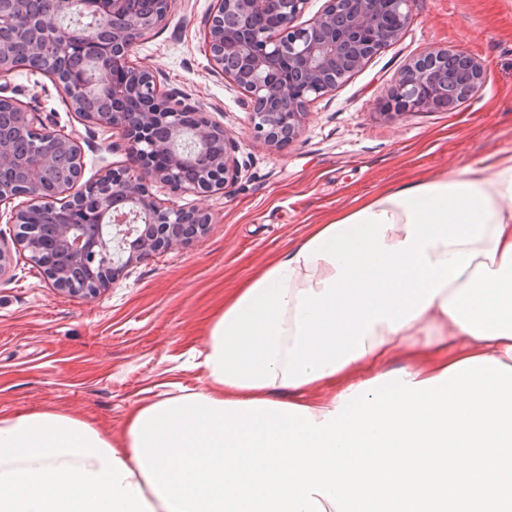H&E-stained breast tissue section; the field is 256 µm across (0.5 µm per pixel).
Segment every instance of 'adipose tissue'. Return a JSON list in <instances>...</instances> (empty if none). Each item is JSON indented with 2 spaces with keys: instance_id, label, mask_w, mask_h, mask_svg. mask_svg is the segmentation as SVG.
<instances>
[{
  "instance_id": "1",
  "label": "adipose tissue",
  "mask_w": 512,
  "mask_h": 512,
  "mask_svg": "<svg viewBox=\"0 0 512 512\" xmlns=\"http://www.w3.org/2000/svg\"><path fill=\"white\" fill-rule=\"evenodd\" d=\"M192 356L199 394L308 407L315 421L401 362L411 381L473 357L512 367V155L364 200L224 300ZM54 411L0 415V512H169L131 429Z\"/></svg>"
}]
</instances>
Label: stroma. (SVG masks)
<instances>
[{
    "label": "stroma",
    "mask_w": 512,
    "mask_h": 512,
    "mask_svg": "<svg viewBox=\"0 0 512 512\" xmlns=\"http://www.w3.org/2000/svg\"><path fill=\"white\" fill-rule=\"evenodd\" d=\"M211 0H171L166 20L135 48L162 89L223 124L237 144V178L208 196L154 181L176 208L208 211L207 232L129 265L98 297L65 296L12 246L0 275V415L48 410L119 432L133 402L164 385L196 387L190 356L224 297L271 257L365 199L512 154V0H413L396 43L315 101L301 134L270 146L252 130L244 94L213 73L203 46ZM480 60L486 80L460 108L385 114L404 67L437 48ZM25 104L75 135L83 181L126 162L110 133L72 112L41 75L8 79Z\"/></svg>",
    "instance_id": "1"
}]
</instances>
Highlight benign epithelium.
<instances>
[{"label":"benign epithelium","instance_id":"obj_1","mask_svg":"<svg viewBox=\"0 0 512 512\" xmlns=\"http://www.w3.org/2000/svg\"><path fill=\"white\" fill-rule=\"evenodd\" d=\"M411 0H326L300 23L308 0H214L204 30L210 69L247 96L254 131L274 147L300 135L311 104L398 41ZM0 0V78L14 72L15 48L71 46L82 58L71 69L52 62L54 84L86 121L120 134L127 164L107 171L67 199L81 178V148L49 116L16 111L20 100L0 84V171L17 168L23 180L0 181V202L30 195L36 205L10 214L18 245L63 295L98 296L128 265L203 234L212 223L199 209L158 201L148 182L197 195L224 189L238 165L224 126L161 89L153 71L132 59L141 38L166 18L169 0ZM267 15L272 26L257 17ZM486 72L461 51L432 50L409 63L385 107L399 116L432 112L471 95ZM14 123L37 134L24 156L10 145Z\"/></svg>","mask_w":512,"mask_h":512}]
</instances>
